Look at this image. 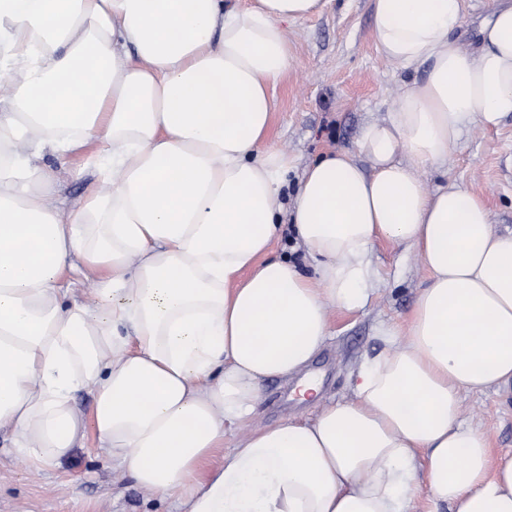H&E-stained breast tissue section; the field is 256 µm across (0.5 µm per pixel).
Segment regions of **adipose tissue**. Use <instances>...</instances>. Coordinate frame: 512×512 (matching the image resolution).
<instances>
[{
	"label": "adipose tissue",
	"mask_w": 512,
	"mask_h": 512,
	"mask_svg": "<svg viewBox=\"0 0 512 512\" xmlns=\"http://www.w3.org/2000/svg\"><path fill=\"white\" fill-rule=\"evenodd\" d=\"M327 4L0 0V433L30 465L91 436L178 512H406L418 481L449 512H512V457L490 467L461 400L512 389V232L422 179L467 123L512 113V4L470 51L464 0H371L379 53L424 75L287 207L294 163L267 143L284 25ZM91 165L100 188L58 202ZM285 214L314 277L268 256ZM383 239L431 275L406 342L360 367L354 400L225 448L266 380L316 390L329 311L366 302Z\"/></svg>",
	"instance_id": "ef3b65f1"
}]
</instances>
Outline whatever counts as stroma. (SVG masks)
Wrapping results in <instances>:
<instances>
[{
  "label": "stroma",
  "mask_w": 512,
  "mask_h": 512,
  "mask_svg": "<svg viewBox=\"0 0 512 512\" xmlns=\"http://www.w3.org/2000/svg\"><path fill=\"white\" fill-rule=\"evenodd\" d=\"M290 60L275 89L269 141L288 153L297 170L325 154L355 150L362 127L384 119L420 79L384 59L372 35L370 0H331L320 15L286 26ZM427 188L451 181L490 211L494 232L512 231V114L494 129L464 127L447 167L424 173ZM378 274L367 303L330 312L329 335L309 366L322 382L317 403L285 400L292 383L269 379L246 425L232 426L225 447L248 430L294 416L316 417L321 406L355 397L354 375L382 353L381 327L406 337L417 297L430 278L416 251L389 241L372 252ZM463 418L487 438L491 464L512 456V394L491 389L462 395ZM0 512H173L170 498L139 488L92 444L49 468L28 467L0 436Z\"/></svg>",
  "instance_id": "1"
}]
</instances>
